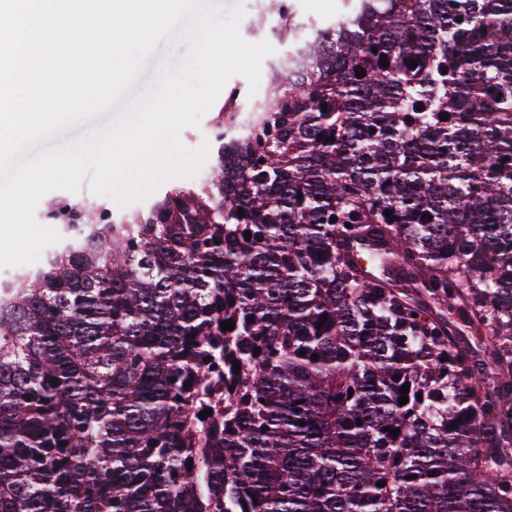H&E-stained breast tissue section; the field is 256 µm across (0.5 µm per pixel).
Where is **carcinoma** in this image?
Here are the masks:
<instances>
[{
  "mask_svg": "<svg viewBox=\"0 0 512 512\" xmlns=\"http://www.w3.org/2000/svg\"><path fill=\"white\" fill-rule=\"evenodd\" d=\"M272 7L288 55L202 185L45 213L0 512H512V0ZM292 3L298 18L302 21L331 23L336 21L344 10L343 0H285Z\"/></svg>",
  "mask_w": 512,
  "mask_h": 512,
  "instance_id": "carcinoma-1",
  "label": "carcinoma"
}]
</instances>
